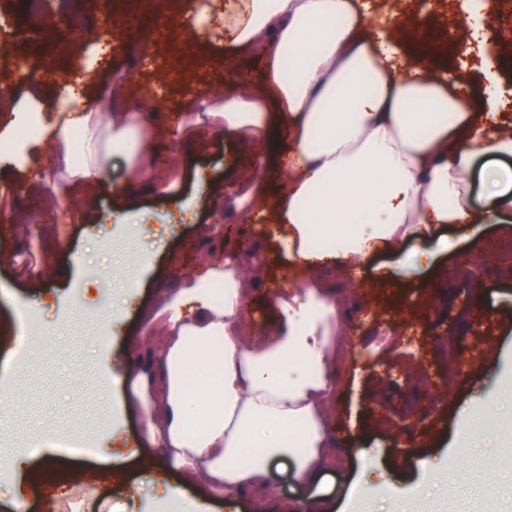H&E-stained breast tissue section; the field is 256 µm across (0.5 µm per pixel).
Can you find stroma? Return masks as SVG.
<instances>
[{
    "mask_svg": "<svg viewBox=\"0 0 512 512\" xmlns=\"http://www.w3.org/2000/svg\"><path fill=\"white\" fill-rule=\"evenodd\" d=\"M83 26L87 37L75 56L58 59L54 74L37 75L42 97L64 96L76 78L99 98L116 80L154 82L163 86L161 112L185 125L186 90L224 88L216 62L223 44H194L178 21L165 19L163 57L142 67L117 50L93 54L96 42H138L141 31L110 27L98 5ZM51 154L41 142L29 167H0V185L14 199L0 206V439L40 447L29 512H67V497L76 512H183L190 490L152 448L111 461L94 451L75 460L66 446L88 433L140 438L142 422L99 400V385L125 372L135 346L148 340L142 308L162 306L169 288L205 261L199 227L223 240L225 254L252 246L248 225L218 220L213 201L231 171L259 159L232 141L199 151L173 142L178 197L144 196L140 215L126 224L112 212L111 190L128 179L127 161L112 156L95 219L81 217L77 197L60 196L67 218L48 234L30 185L45 175ZM443 234L454 248L435 253L431 266L415 264L428 245L412 241L398 255L373 258L352 290L361 313L347 327L331 404L338 456L323 482L332 506L355 500L374 477L365 512H394L397 494L413 502L428 495L444 502V512H512V453L503 451L512 442V224L483 226L475 244L490 260L474 276L462 259L473 244L467 232L447 227ZM21 304L41 318L26 366L18 360L17 342L28 333L17 316ZM108 311L122 315L123 330L106 344ZM488 407L501 425L478 423ZM160 474L174 490L170 499L151 491Z\"/></svg>",
    "mask_w": 512,
    "mask_h": 512,
    "instance_id": "1",
    "label": "stroma"
}]
</instances>
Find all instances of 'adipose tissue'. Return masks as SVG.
I'll return each instance as SVG.
<instances>
[{"label": "adipose tissue", "mask_w": 512, "mask_h": 512, "mask_svg": "<svg viewBox=\"0 0 512 512\" xmlns=\"http://www.w3.org/2000/svg\"><path fill=\"white\" fill-rule=\"evenodd\" d=\"M167 8L231 47L223 91L195 101L197 123L274 152L277 194L263 173L236 180L224 216L266 223V239L304 275L277 294L275 323L259 334L245 310L265 270L249 251L210 262L146 314L151 339L119 380L122 410L146 415L148 441L195 486L190 512H209L218 496L274 499V459H291L309 487L333 459L329 401L348 315L340 283L444 226L512 223V124L497 119L512 99L490 60L483 85L463 74L464 55L485 40L474 0H455L453 23L471 43L451 64L420 40V20L399 26L376 0H237L220 30L208 0ZM241 50L259 60V78L238 66ZM108 102L104 114L81 92L44 100L42 135L87 208L111 154L125 153L129 180L113 197L132 214L138 195L177 193L165 155L173 132L155 97L131 101L125 82Z\"/></svg>", "instance_id": "obj_1"}]
</instances>
